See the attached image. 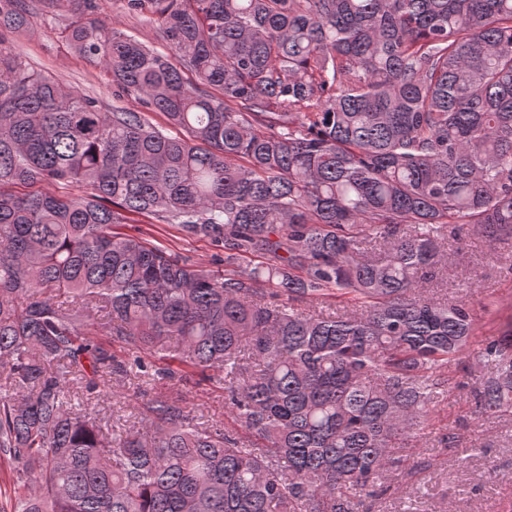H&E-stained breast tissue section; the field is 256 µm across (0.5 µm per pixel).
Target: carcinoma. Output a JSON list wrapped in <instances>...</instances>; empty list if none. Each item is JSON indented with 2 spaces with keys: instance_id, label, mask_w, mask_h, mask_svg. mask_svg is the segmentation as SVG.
<instances>
[{
  "instance_id": "obj_1",
  "label": "carcinoma",
  "mask_w": 512,
  "mask_h": 512,
  "mask_svg": "<svg viewBox=\"0 0 512 512\" xmlns=\"http://www.w3.org/2000/svg\"><path fill=\"white\" fill-rule=\"evenodd\" d=\"M123 2L169 53L101 0H0V512L398 493L475 338L467 300L426 294L448 238L512 240V0ZM38 19L177 134L33 68L6 35ZM132 215L224 270L118 232ZM477 359L476 408L511 418L512 315ZM199 372L234 428L154 384ZM132 375L153 394L116 433L91 400ZM101 17L112 27L147 41L159 52L169 51L166 42L156 27L146 18L130 16L125 11L122 1H102ZM135 221L121 227L119 232L140 233L153 243H162L179 256L211 269H224V248L217 247L207 239L189 238L175 224H162L152 219L134 217Z\"/></svg>"
}]
</instances>
